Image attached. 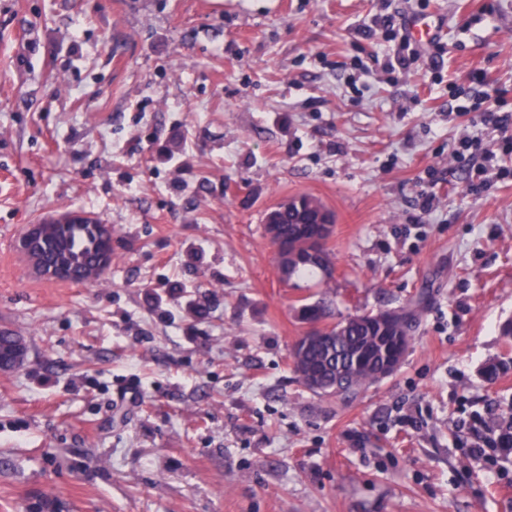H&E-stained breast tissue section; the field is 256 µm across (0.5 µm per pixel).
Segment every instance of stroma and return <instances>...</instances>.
I'll list each match as a JSON object with an SVG mask.
<instances>
[{
  "label": "stroma",
  "mask_w": 512,
  "mask_h": 512,
  "mask_svg": "<svg viewBox=\"0 0 512 512\" xmlns=\"http://www.w3.org/2000/svg\"><path fill=\"white\" fill-rule=\"evenodd\" d=\"M0 0V512H512V453L470 415L512 319V0ZM441 16L438 67L389 76L374 20ZM496 141L470 194L451 151ZM436 206L420 211L421 192ZM335 216L320 277L281 283L264 217ZM112 228L96 283L47 280L27 225ZM425 292L402 364L356 398L304 388L301 301L337 317ZM209 296L208 318L189 300ZM19 346L26 347V341L23 336L12 329H0V372L9 373L15 371V352Z\"/></svg>",
  "instance_id": "obj_1"
}]
</instances>
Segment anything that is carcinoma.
<instances>
[{
	"mask_svg": "<svg viewBox=\"0 0 512 512\" xmlns=\"http://www.w3.org/2000/svg\"><path fill=\"white\" fill-rule=\"evenodd\" d=\"M325 218L333 220L332 213L319 200L306 195L290 199L284 209L267 212L265 220L278 225L279 247L288 258L282 281L331 269L327 242L317 230ZM39 249L42 265L54 269L53 279L60 281L68 279L72 266L84 267L93 274L100 261L112 262V237L103 236L98 221L82 213L66 224L47 225ZM422 304L423 297L419 296L405 307L383 310L378 315L356 314L326 325L329 309L325 302L304 303L298 309L301 322L321 324L323 329L317 341L306 334L295 342L289 352L291 363L298 369L304 366L319 373L321 387L316 394L355 397L382 380L381 367L401 363L419 325ZM24 345L26 341L18 332L0 329V372L14 371L16 349ZM510 368L512 357L500 359L487 365L483 375L493 384ZM475 424L482 432L473 446L487 443L512 448V403L505 411L475 419Z\"/></svg>",
	"mask_w": 512,
	"mask_h": 512,
	"instance_id": "cac0c4a2",
	"label": "carcinoma"
}]
</instances>
